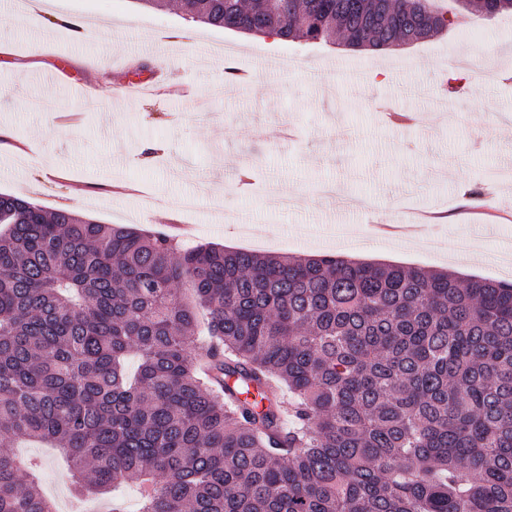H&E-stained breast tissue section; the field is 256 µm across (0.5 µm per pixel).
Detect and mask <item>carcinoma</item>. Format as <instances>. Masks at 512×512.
Here are the masks:
<instances>
[{"label":"carcinoma","mask_w":512,"mask_h":512,"mask_svg":"<svg viewBox=\"0 0 512 512\" xmlns=\"http://www.w3.org/2000/svg\"><path fill=\"white\" fill-rule=\"evenodd\" d=\"M465 2L512 12V0ZM177 7L284 41L339 34L355 50L447 25L431 0ZM0 436V512H56L19 439L53 442L80 495L152 488L140 512H512V287L184 250L0 192Z\"/></svg>","instance_id":"1"}]
</instances>
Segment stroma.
Instances as JSON below:
<instances>
[{
  "label": "stroma",
  "mask_w": 512,
  "mask_h": 512,
  "mask_svg": "<svg viewBox=\"0 0 512 512\" xmlns=\"http://www.w3.org/2000/svg\"><path fill=\"white\" fill-rule=\"evenodd\" d=\"M28 2L0 0V192L140 230L174 217L191 227L186 249L329 253L512 281V223L484 216L512 211V185L460 206L512 156L511 13L479 16L476 41L453 24L375 52L246 35L137 0H42L39 24L18 23ZM60 13L84 18L88 35L56 31ZM182 30L189 38L173 39ZM135 58L164 72V94L113 97ZM79 83L95 98L77 101ZM148 143L165 152L144 167ZM426 211L453 216L485 258L455 256L449 239L373 232ZM333 222L347 238L316 237ZM16 449L40 461L41 488L62 512H108L107 500H78L55 449Z\"/></svg>",
  "instance_id": "1"
}]
</instances>
